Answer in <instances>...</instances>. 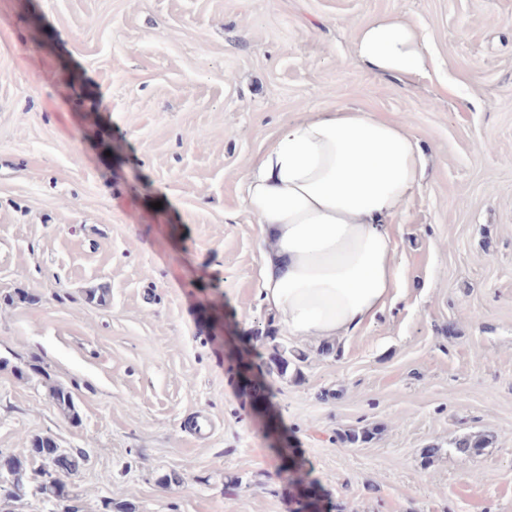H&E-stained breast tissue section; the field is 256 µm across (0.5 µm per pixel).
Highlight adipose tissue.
Masks as SVG:
<instances>
[{
    "instance_id": "1",
    "label": "adipose tissue",
    "mask_w": 512,
    "mask_h": 512,
    "mask_svg": "<svg viewBox=\"0 0 512 512\" xmlns=\"http://www.w3.org/2000/svg\"><path fill=\"white\" fill-rule=\"evenodd\" d=\"M355 61L371 77L422 75L424 38L395 14L356 27ZM427 160L406 125L351 107L283 126L245 175L260 228L263 304L299 342L340 339L397 296L390 222Z\"/></svg>"
}]
</instances>
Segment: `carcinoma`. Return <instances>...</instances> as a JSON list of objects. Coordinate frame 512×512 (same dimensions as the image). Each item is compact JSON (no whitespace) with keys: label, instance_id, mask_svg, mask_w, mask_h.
I'll list each match as a JSON object with an SVG mask.
<instances>
[{"label":"carcinoma","instance_id":"obj_1","mask_svg":"<svg viewBox=\"0 0 512 512\" xmlns=\"http://www.w3.org/2000/svg\"><path fill=\"white\" fill-rule=\"evenodd\" d=\"M257 340L268 345L266 366L269 371H274L282 377L301 376V364L305 361V355L296 350H290L288 346L281 343L278 329L267 327L265 335L257 337ZM48 390L62 412L73 422H78L74 393L59 385H50ZM377 433L376 427L348 429L339 434L338 441L346 447H352L370 441ZM486 445V439L481 436H471L456 442V448L461 453H478ZM53 447H55L54 439L38 437L32 441L29 457L0 458V503L7 505L11 502H19L33 489L44 497L54 500L59 506V512H78L77 507L70 504L72 497L64 480L53 472L50 457L45 453V449Z\"/></svg>","mask_w":512,"mask_h":512}]
</instances>
